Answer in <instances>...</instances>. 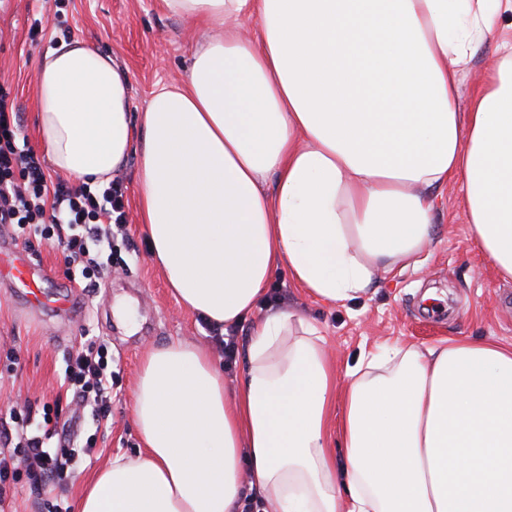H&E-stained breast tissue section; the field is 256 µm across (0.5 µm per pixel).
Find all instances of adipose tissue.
I'll return each instance as SVG.
<instances>
[{"mask_svg":"<svg viewBox=\"0 0 512 512\" xmlns=\"http://www.w3.org/2000/svg\"><path fill=\"white\" fill-rule=\"evenodd\" d=\"M161 7L202 30L184 83L136 117L111 54L60 43L37 68L40 144L78 184L136 158L168 287L208 322L250 321V338L232 392L200 344L149 351L132 391L142 446L100 469L75 512H242L249 494L271 512H512V344L387 345L347 369L338 399L319 329L256 312L281 267L336 303L408 266L452 176L474 241L512 280V0ZM490 40L498 60L460 113Z\"/></svg>","mask_w":512,"mask_h":512,"instance_id":"obj_1","label":"adipose tissue"}]
</instances>
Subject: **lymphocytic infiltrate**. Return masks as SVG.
<instances>
[{"label":"lymphocytic infiltrate","instance_id":"obj_1","mask_svg":"<svg viewBox=\"0 0 512 512\" xmlns=\"http://www.w3.org/2000/svg\"><path fill=\"white\" fill-rule=\"evenodd\" d=\"M0 95V226L11 229L26 248L35 243H58L67 265L75 266L86 287L112 269V240L126 235L124 193L119 183L101 190L71 185L64 178L48 180L40 157L19 148L17 121ZM111 357L106 346L76 349L66 358L64 381L68 392L94 418L108 416ZM10 430L4 431L10 453L0 456V504L14 489L19 472H26L33 489L61 484L75 453H89L95 439L78 429V416H63L58 406L43 404L10 411Z\"/></svg>","mask_w":512,"mask_h":512}]
</instances>
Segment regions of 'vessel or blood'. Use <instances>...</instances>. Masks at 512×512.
Returning a JSON list of instances; mask_svg holds the SVG:
<instances>
[{
	"label": "vessel or blood",
	"instance_id": "vessel-or-blood-1",
	"mask_svg": "<svg viewBox=\"0 0 512 512\" xmlns=\"http://www.w3.org/2000/svg\"><path fill=\"white\" fill-rule=\"evenodd\" d=\"M46 278L44 269L35 264L26 250L15 246L0 248V279L16 288L33 308H47L69 315L75 313L76 305L69 293L55 295L45 293L42 283Z\"/></svg>",
	"mask_w": 512,
	"mask_h": 512
}]
</instances>
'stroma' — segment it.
<instances>
[{
    "label": "stroma",
    "mask_w": 512,
    "mask_h": 512,
    "mask_svg": "<svg viewBox=\"0 0 512 512\" xmlns=\"http://www.w3.org/2000/svg\"><path fill=\"white\" fill-rule=\"evenodd\" d=\"M36 17L43 31L33 36L29 28ZM200 37L196 28L163 13L159 0H0V93L20 114L19 148L38 146L37 66L60 42L80 38L110 52L129 73L131 110L139 113L154 90L184 80ZM136 170L132 158L115 176L127 201L129 232L114 238L112 271L98 288L90 291L70 280L57 247L43 244L31 254L46 271V292L67 286L79 315L33 311L0 284V412L27 400L38 407L53 402L62 392L68 353L87 339H99L112 356V421L102 426L88 421L94 451L81 458L66 488L35 495L28 480H20L0 512H49L62 494L76 504L100 468L141 446L132 389L146 353L173 340L211 343L199 317L176 302L152 260L140 222ZM432 195L431 243L404 270L379 273L367 295L331 304L294 284L286 270L274 274L281 307L303 314L324 337L337 391L348 384V365L385 344L426 347L453 336L512 343V282L500 279L473 242L459 183L434 188Z\"/></svg>",
    "instance_id": "stroma-1"
}]
</instances>
